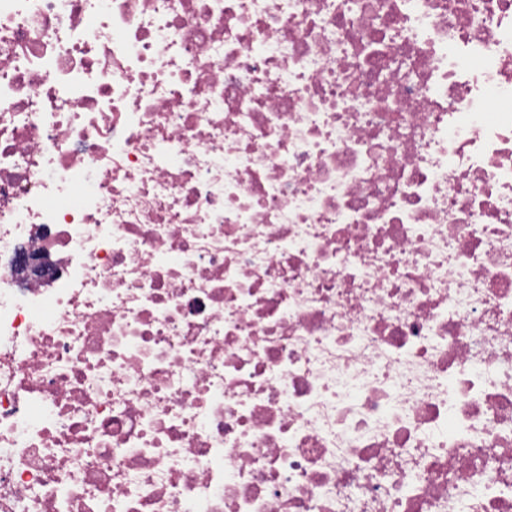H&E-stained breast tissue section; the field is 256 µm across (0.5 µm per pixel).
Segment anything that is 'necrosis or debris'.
<instances>
[{"instance_id": "1", "label": "necrosis or debris", "mask_w": 512, "mask_h": 512, "mask_svg": "<svg viewBox=\"0 0 512 512\" xmlns=\"http://www.w3.org/2000/svg\"><path fill=\"white\" fill-rule=\"evenodd\" d=\"M0 512H512V0H0ZM52 259L48 251H23L19 259V271L27 276H43L52 269Z\"/></svg>"}]
</instances>
